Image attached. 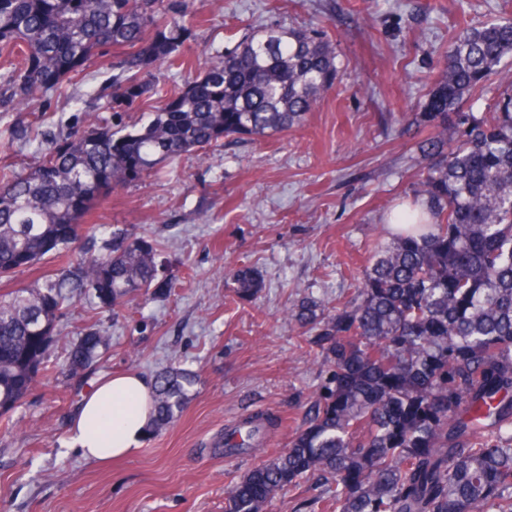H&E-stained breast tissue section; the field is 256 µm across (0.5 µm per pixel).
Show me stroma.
I'll return each instance as SVG.
<instances>
[{"instance_id":"1","label":"stroma","mask_w":512,"mask_h":512,"mask_svg":"<svg viewBox=\"0 0 512 512\" xmlns=\"http://www.w3.org/2000/svg\"><path fill=\"white\" fill-rule=\"evenodd\" d=\"M182 47L190 67L154 71L167 90L203 73L249 29L290 24L331 36L341 82L302 127L261 141L226 139L182 154L113 189L88 218L133 224L159 240L176 285L139 307L93 314L75 302L58 323L49 363L98 320L109 346L91 368L40 379L0 427V512H224L228 490L285 451L322 383L325 365L284 314L310 295L350 296L352 276L390 239L388 215L413 200L420 154L401 134L420 111L423 77L439 69L460 20L512 15V0H188ZM110 66L92 64L58 88L0 112V173L36 166L52 140L111 119L97 90ZM253 267L264 287L231 296L230 271ZM199 382L179 418L147 435L133 457L96 463L69 446V421L101 377L145 378L170 365ZM278 424L246 453L212 441L248 415Z\"/></svg>"}]
</instances>
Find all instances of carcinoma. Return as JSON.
I'll list each match as a JSON object with an SVG mask.
<instances>
[{"label": "carcinoma", "mask_w": 512, "mask_h": 512, "mask_svg": "<svg viewBox=\"0 0 512 512\" xmlns=\"http://www.w3.org/2000/svg\"><path fill=\"white\" fill-rule=\"evenodd\" d=\"M185 0H0V101H24L82 72L108 46L124 55L104 97L118 115L160 94L142 77L183 66ZM336 43L296 26L245 32L237 44L156 107L141 127L92 124L57 141L29 172L0 174V278L70 249L83 235L95 252L66 260L31 287L0 293V424L30 383L76 373L108 345L82 329L65 361L47 364L56 322L87 299L112 313L165 295L160 243L131 224L84 223L101 197L183 153L229 137L268 138L304 123L338 81ZM512 17L452 35L413 121L423 137L415 195L422 208L394 216L391 242L333 309L305 297L289 313L326 365L309 417L289 448L229 490L224 512H265L306 476L327 485L321 512H512ZM488 111L465 112L472 94ZM70 227L73 237L62 239ZM248 300L263 282L231 272ZM197 376L169 366L154 377L149 431L173 423ZM276 426L250 415L216 442L223 454L255 447Z\"/></svg>", "instance_id": "cac0c4a2"}]
</instances>
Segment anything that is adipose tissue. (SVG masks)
<instances>
[{
	"label": "adipose tissue",
	"instance_id": "ef3b65f1",
	"mask_svg": "<svg viewBox=\"0 0 512 512\" xmlns=\"http://www.w3.org/2000/svg\"><path fill=\"white\" fill-rule=\"evenodd\" d=\"M153 387L135 373H119L84 395L71 422L70 440L87 460L127 458L147 436Z\"/></svg>",
	"mask_w": 512,
	"mask_h": 512
}]
</instances>
